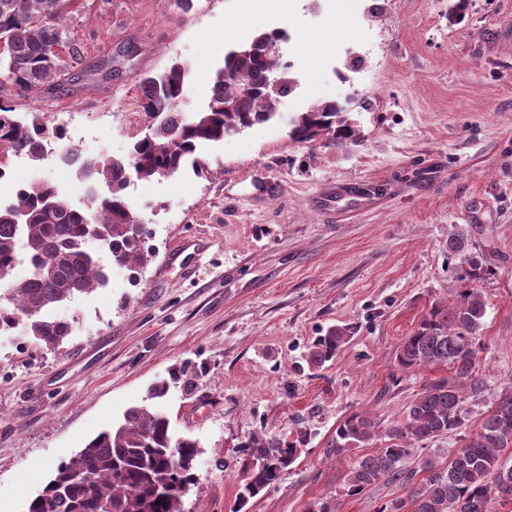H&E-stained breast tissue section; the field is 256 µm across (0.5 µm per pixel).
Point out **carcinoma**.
<instances>
[{
    "mask_svg": "<svg viewBox=\"0 0 512 512\" xmlns=\"http://www.w3.org/2000/svg\"><path fill=\"white\" fill-rule=\"evenodd\" d=\"M68 0H0V86L19 97L41 95L50 82L78 68L84 52L60 26ZM276 32H261L252 42L229 52L216 72L209 100L197 112H182L188 68L175 63L160 77L141 81L149 137L133 144L126 159L85 158L73 145L64 153L82 175L103 182L109 194L79 208L50 183L35 180L15 203L0 206V334L18 331L45 347L61 345L72 333L57 310L76 296L109 283L112 267L133 271L144 262L139 224L124 191L131 179L149 181L173 175L200 145L218 142L276 115L280 98L295 80L271 45ZM14 108L0 103V145L23 150L41 160L40 138L65 139V130L25 127ZM291 138L313 144L325 140L343 150L358 140L348 116L336 103L312 106L294 121ZM483 264L470 262L468 282L453 305L434 303L418 328L395 352L402 370L446 365L448 378L425 385L403 416L385 431L384 444L359 457L346 475L348 492L359 494L379 482L409 485L408 501L380 512H492L512 500V468L501 463L512 447V386L503 388L476 428H469L463 405L486 390L479 373V331L487 300L480 280ZM351 329L334 326L315 337L308 352L313 366L331 361L350 339ZM181 368L155 383L150 398L162 399L177 383L189 385ZM377 422L352 412L336 428L332 450L340 456L377 437ZM459 437V449L443 460L418 454L419 444ZM305 436L295 440L254 436L243 445L245 465L231 512L274 485L299 459ZM199 442L178 436L159 408L133 406L123 421L91 438L74 456L59 463L27 512H184L183 497L195 480ZM417 467L406 469L410 458Z\"/></svg>",
    "mask_w": 512,
    "mask_h": 512,
    "instance_id": "carcinoma-1",
    "label": "carcinoma"
}]
</instances>
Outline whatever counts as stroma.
I'll list each match as a JSON object with an SVG mask.
<instances>
[{
	"mask_svg": "<svg viewBox=\"0 0 512 512\" xmlns=\"http://www.w3.org/2000/svg\"><path fill=\"white\" fill-rule=\"evenodd\" d=\"M70 0L66 28L81 70L39 97L0 89L23 121L62 125L85 154L128 157L148 134L139 81L190 67L185 111L205 103L227 51L276 31L296 81L275 117L202 145L204 174L131 180L126 198L148 231L138 284L61 308L73 325L55 349L0 338V507L27 512L57 464L145 404L150 386L188 364L191 388L158 405L177 435L199 440L185 512H230L240 446L255 435L307 444L242 512H379L408 487L348 495L350 462L378 442L332 455L338 424L364 411L400 416L446 366L402 371L395 351L436 301H454L478 259L487 309L480 330L484 396L476 427L512 385V0ZM334 101L359 131L339 151L290 138L294 117ZM125 112L138 113L134 123ZM15 195L34 178L85 205L90 182L54 160L0 152ZM358 201L346 198L350 185ZM463 236L466 250L448 251ZM345 325L335 359L309 367L313 338Z\"/></svg>",
	"mask_w": 512,
	"mask_h": 512,
	"instance_id": "1",
	"label": "stroma"
}]
</instances>
